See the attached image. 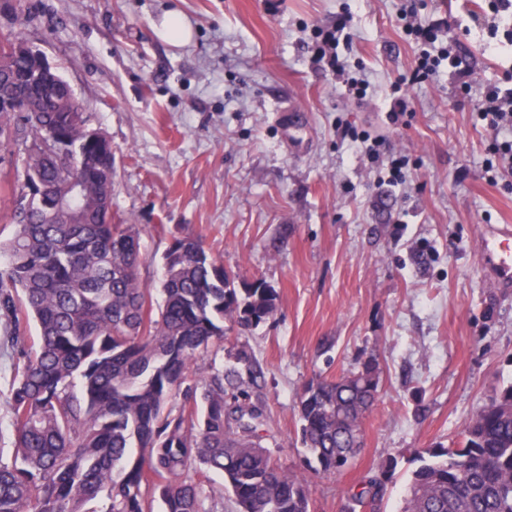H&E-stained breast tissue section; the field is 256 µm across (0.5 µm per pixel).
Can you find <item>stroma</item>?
Listing matches in <instances>:
<instances>
[{"label": "stroma", "instance_id": "35a3bbf8", "mask_svg": "<svg viewBox=\"0 0 512 512\" xmlns=\"http://www.w3.org/2000/svg\"><path fill=\"white\" fill-rule=\"evenodd\" d=\"M488 0H0V41L24 33L72 86L112 143V211L139 225L142 281L160 286L172 238H201L240 281L265 282L278 312L250 329L225 322L264 376L251 395L285 469L311 480L309 512H350L388 460L378 512H401L419 452L452 448L465 422L512 383V288L489 277L484 227L512 225V167L485 164L492 130L476 108L487 85L512 88V8ZM449 23L462 64L409 89L410 115L388 117L417 59L400 12ZM191 25L175 45L155 29ZM348 25L337 53L323 32ZM365 81L363 96L348 83ZM469 95H461L462 83ZM306 112L285 131L284 107ZM408 160L405 182L351 147L347 130ZM24 150L0 147V215L14 210ZM380 371L356 457L314 475L299 440L298 397L319 378ZM155 34L165 41L181 44L192 38V28L181 15L172 13L168 15L162 30L156 29Z\"/></svg>", "mask_w": 512, "mask_h": 512}]
</instances>
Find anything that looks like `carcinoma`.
Returning a JSON list of instances; mask_svg holds the SVG:
<instances>
[{
    "label": "carcinoma",
    "instance_id": "carcinoma-1",
    "mask_svg": "<svg viewBox=\"0 0 512 512\" xmlns=\"http://www.w3.org/2000/svg\"><path fill=\"white\" fill-rule=\"evenodd\" d=\"M0 71L22 73L5 53ZM41 111L0 107V139L49 131L14 186L11 235L0 241V403L11 427L0 449V512H217L222 493L198 475L224 476L240 512H309L311 485L262 445V403L249 386L263 372L247 351L232 363L197 361L224 350V320L244 329L277 312L266 285L236 276L200 239L170 240L161 302L139 275L140 230L112 223V147L89 137L66 83L46 85ZM34 323L36 341L28 336ZM379 368L308 384L299 397L300 440L324 474L359 451ZM379 478L352 494L351 512L377 502ZM402 512H512V384L465 423L455 448L426 451Z\"/></svg>",
    "mask_w": 512,
    "mask_h": 512
}]
</instances>
